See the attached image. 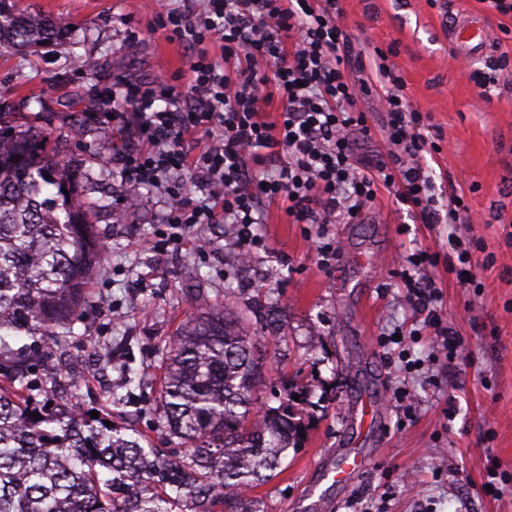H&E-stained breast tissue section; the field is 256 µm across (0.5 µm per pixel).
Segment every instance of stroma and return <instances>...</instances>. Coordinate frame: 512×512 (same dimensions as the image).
I'll return each mask as SVG.
<instances>
[{
    "mask_svg": "<svg viewBox=\"0 0 512 512\" xmlns=\"http://www.w3.org/2000/svg\"><path fill=\"white\" fill-rule=\"evenodd\" d=\"M20 11L69 23L48 44L0 47V128L33 134L75 166L88 223L105 232L106 260L87 286L74 325L63 390L84 408L110 415L175 451L157 426L162 364L177 330L209 306L263 304L285 325L262 338L261 399L278 406L302 395L295 411L305 433L278 475L254 488L264 512H320L312 490L324 458L356 448L366 471L349 489H326L334 512H512V81L483 100L448 42L460 13L497 30L500 15L480 0H343L355 45L392 50L412 105L443 134L429 164L439 203L464 193L468 224H423L393 195L380 192L351 224H292L269 210L253 231L265 241L241 266L227 249L230 225L198 229L192 243L158 253L163 202L142 189L125 213L130 189L113 157L133 127L101 132L96 76L183 84V53L155 32L157 0H16ZM341 252L324 269L318 236ZM471 256V287L448 268L451 242ZM438 256L426 276L433 308L464 341L467 362L420 333L407 297L406 256ZM376 401L369 432L347 418L362 399ZM503 492L484 495L487 471Z\"/></svg>",
    "mask_w": 512,
    "mask_h": 512,
    "instance_id": "stroma-1",
    "label": "stroma"
}]
</instances>
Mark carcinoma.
Wrapping results in <instances>:
<instances>
[{
	"mask_svg": "<svg viewBox=\"0 0 512 512\" xmlns=\"http://www.w3.org/2000/svg\"><path fill=\"white\" fill-rule=\"evenodd\" d=\"M59 30L0 0V46L27 48ZM75 192L68 164L0 135V512H261L248 492L275 477L299 424L290 393L256 407L250 324L265 323L260 313L214 305L172 342L156 411L185 446L180 456L89 417L57 376L33 377L26 353L67 342L86 280L103 267L102 238Z\"/></svg>",
	"mask_w": 512,
	"mask_h": 512,
	"instance_id": "obj_1",
	"label": "carcinoma"
}]
</instances>
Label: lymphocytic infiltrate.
Segmentation results:
<instances>
[{
    "label": "lymphocytic infiltrate",
    "mask_w": 512,
    "mask_h": 512,
    "mask_svg": "<svg viewBox=\"0 0 512 512\" xmlns=\"http://www.w3.org/2000/svg\"><path fill=\"white\" fill-rule=\"evenodd\" d=\"M341 16L340 0H181L167 10L158 28L185 52L184 86L124 80L95 97L114 123L136 128L115 156L125 184L161 193L182 232L237 225L243 251L278 201L290 223L347 224L385 189L422 223H470L458 193L437 204L427 156L440 152L441 132L406 97L387 53H354ZM368 96L386 113L375 159L358 155L372 137L356 108ZM404 286L425 327L461 356L462 338L430 310L431 281L408 274Z\"/></svg>",
    "instance_id": "1"
}]
</instances>
